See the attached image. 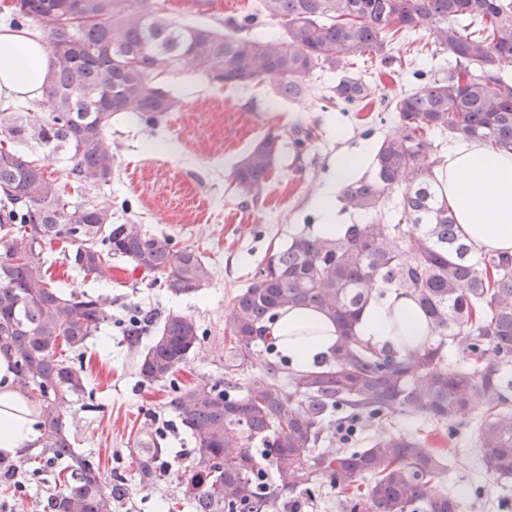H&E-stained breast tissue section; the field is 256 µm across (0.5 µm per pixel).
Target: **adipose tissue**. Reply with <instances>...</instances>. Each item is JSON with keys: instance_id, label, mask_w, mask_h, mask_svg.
I'll return each instance as SVG.
<instances>
[{"instance_id": "1", "label": "adipose tissue", "mask_w": 512, "mask_h": 512, "mask_svg": "<svg viewBox=\"0 0 512 512\" xmlns=\"http://www.w3.org/2000/svg\"><path fill=\"white\" fill-rule=\"evenodd\" d=\"M49 72L46 45L26 31L0 28V99L40 95ZM370 149L337 155L328 186L313 197L320 215L318 232H345L336 215L337 196L360 176ZM429 179L453 208L464 240L474 252L512 255V154L468 137L449 143L429 170ZM358 336L380 348L404 352L425 344L430 331L420 309L396 288L381 285L356 325ZM266 334L290 367L317 369L331 357L339 329L322 310L286 307L267 323ZM37 415L19 389L8 360L0 357V455L12 456L38 445Z\"/></svg>"}]
</instances>
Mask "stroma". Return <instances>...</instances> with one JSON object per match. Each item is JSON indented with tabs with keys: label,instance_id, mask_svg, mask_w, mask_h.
I'll return each instance as SVG.
<instances>
[{
	"label": "stroma",
	"instance_id": "35a3bbf8",
	"mask_svg": "<svg viewBox=\"0 0 512 512\" xmlns=\"http://www.w3.org/2000/svg\"><path fill=\"white\" fill-rule=\"evenodd\" d=\"M165 12L190 25L223 28L226 18L249 11L253 0H158ZM406 41H394L392 64L368 52L354 54L347 67L370 87L372 108L344 111L329 98L339 74L315 71L310 93L299 102L276 96L268 84L225 88L198 72H174L163 81L180 100L179 107L153 124L138 116L114 117L107 135L116 159L110 183L81 189L68 182L72 200L111 206L116 224L135 223L148 234L166 237L174 250L201 253L212 268L211 280L192 295H171L142 272L116 257L106 276L96 278L72 270L61 242L45 248L49 282L112 301V323L90 337L83 356L84 373L96 391L98 407L73 404L74 446L98 458L118 494L114 512H193L172 474L161 473L140 485L130 450L144 428L162 430L164 445L181 455V469H193L188 453L193 439L170 412L169 386L143 383L137 374L139 355L151 344L161 319L172 310L193 316L207 331L202 347L178 369L183 384L223 379L222 354L229 344L224 316L236 295L250 283L268 258L297 234L316 235L320 216L310 198L329 180L339 153L375 144L396 125L391 112L377 111L383 98L414 91L416 70L447 73L454 60L434 44L411 57ZM281 136L277 166L259 202L242 197L233 178L236 164L267 132ZM309 139H302V132ZM150 321L137 343L125 327L131 315ZM450 470L440 485L453 493L459 512H512V480L484 476L471 452L477 421L465 418L457 427Z\"/></svg>",
	"mask_w": 512,
	"mask_h": 512
}]
</instances>
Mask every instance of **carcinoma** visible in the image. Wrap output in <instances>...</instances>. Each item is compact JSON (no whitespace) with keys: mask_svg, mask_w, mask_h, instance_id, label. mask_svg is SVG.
<instances>
[{"mask_svg":"<svg viewBox=\"0 0 512 512\" xmlns=\"http://www.w3.org/2000/svg\"><path fill=\"white\" fill-rule=\"evenodd\" d=\"M74 2L99 21L76 31L59 24L56 13ZM270 22L281 35L258 33ZM9 25L44 38L50 61L42 98L0 112V354L14 360L33 394L41 445L38 456L0 470L51 473L39 512H112L114 500L99 460L71 440L67 407L80 401L94 410V394L83 368L56 356L58 343L77 353L112 324V302L50 287L43 246L75 244L72 264L86 275L104 274L121 257L173 295L198 292L212 269L192 249L175 252L166 238L112 223L110 205L69 201L64 185L14 146L66 153L77 181L107 184L112 118L135 113L154 123L174 111L178 100L159 78L184 64L226 87L269 80L290 101L308 94L316 69H336L343 72L336 100L360 107L369 88L345 74L349 57L369 51L387 62L392 41L421 29L455 66L433 78L419 69L420 88L381 102L397 113V129L376 145L373 172L342 195L366 222L334 238L296 235L274 253L225 315L224 380L174 387L169 408L198 460L196 472L180 477L183 496L196 512H283L323 479L338 490L342 512H459L455 497L435 486L447 470L444 450L400 432L366 448H322V422L332 412L355 431L402 413L450 428L475 415L483 473L512 478V256L473 254L425 177L445 134L512 152V0H258L254 11L226 19L222 32L178 22L152 0H16ZM35 107L49 117L34 118ZM277 138L267 133L234 173L239 193L255 203L278 162ZM396 187L403 191L392 224L384 208ZM378 283L415 299L432 343L398 355L359 339V315ZM289 305L320 308L338 323L335 353L310 372L275 365L248 372L254 349L272 344L265 324ZM203 341L194 317L166 314L138 359L142 382L170 379ZM133 453L141 484L173 470L155 432L138 436ZM267 465L275 468L271 484Z\"/></svg>","mask_w":512,"mask_h":512,"instance_id":"obj_1","label":"carcinoma"}]
</instances>
